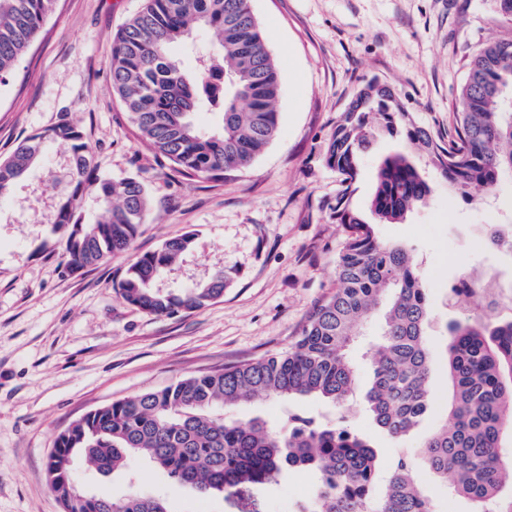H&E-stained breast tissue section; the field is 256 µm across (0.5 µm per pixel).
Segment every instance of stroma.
Wrapping results in <instances>:
<instances>
[{
  "label": "stroma",
  "instance_id": "stroma-1",
  "mask_svg": "<svg viewBox=\"0 0 512 512\" xmlns=\"http://www.w3.org/2000/svg\"><path fill=\"white\" fill-rule=\"evenodd\" d=\"M142 0H57L32 47L0 84V160L27 136L67 119L79 125L98 176H137L151 202L132 252L77 273L60 256L48 216L60 196V148L47 149L0 196V512H63L47 479L58 434L85 414L184 378L288 349L316 301L332 291L346 231L332 207L342 176L325 159L337 116L370 82L388 85L418 125L447 133L468 63L485 41L512 34L490 0H250L281 76L274 141L223 179L185 177L141 142L112 92V39ZM380 141L359 162L351 207L371 219ZM426 202L401 224H375L378 239L411 246L434 310L428 328L435 399L423 424L444 420L449 399L447 321L469 313L446 305L449 284L486 268L512 282V255L489 248L490 224L512 223V173L494 193L462 196L430 178ZM194 233L192 251L158 281L177 293L218 269L233 282L221 300L157 316L126 305L116 284L138 254ZM344 422L377 449L387 475L400 448L366 412L361 396L331 406L314 397L244 401L230 420H282L285 408ZM128 475L78 461L74 478L96 495L136 492L167 499L172 512H296L314 478L296 471L243 496L205 497L140 457Z\"/></svg>",
  "mask_w": 512,
  "mask_h": 512
}]
</instances>
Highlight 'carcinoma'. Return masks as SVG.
Here are the masks:
<instances>
[{"instance_id":"cac0c4a2","label":"carcinoma","mask_w":512,"mask_h":512,"mask_svg":"<svg viewBox=\"0 0 512 512\" xmlns=\"http://www.w3.org/2000/svg\"><path fill=\"white\" fill-rule=\"evenodd\" d=\"M56 0H0V84L7 81L37 38ZM213 29L221 52L186 70L172 47L193 26ZM281 79L249 0H143L142 9L112 41V91L138 137L186 177H224L250 165L274 140ZM512 37L486 43L473 55L448 140L417 125L387 86L367 84L336 118L326 149L328 165L344 176L336 196V223L347 231L336 260V290L308 313L292 347L222 370L191 376L160 391L96 408L61 433L47 471L64 512H170L166 500L129 494L69 499L75 463L86 458L108 476L142 456L173 480L206 496H237L255 484H272L290 470L317 474L311 500L298 512H433L430 496L410 457L394 455L379 486L378 454L342 424L294 414L276 428L259 418L228 421L224 407L245 399L288 401L313 396L340 405L358 388L351 348L364 321L385 309L373 376L364 393L367 412L393 439L414 434L432 396V352L426 337L432 307L417 274L414 251L379 240L349 204V185L361 154L384 139L408 142L412 153L383 159L372 208L386 223H399L430 192L416 157L461 194L495 188L512 171ZM217 112L222 124L201 129L195 116ZM49 144L65 153L67 190L50 223L60 236L70 272L97 266L132 249L150 211L142 182L92 176L91 149L82 130L61 121L27 137L0 162V195L42 156ZM91 189L104 206L85 224L77 202ZM487 242L512 254V226L487 225ZM194 234L165 241L135 257L118 283L123 301L157 315L198 310L224 297L233 281L222 269L175 294L156 287L161 274L192 250ZM449 417L422 437L419 455L435 481L495 512L512 487V458L502 454L512 436V309L495 319L472 314L446 326Z\"/></svg>"}]
</instances>
